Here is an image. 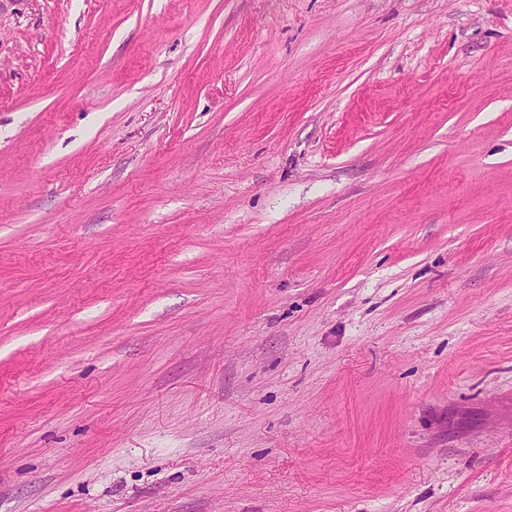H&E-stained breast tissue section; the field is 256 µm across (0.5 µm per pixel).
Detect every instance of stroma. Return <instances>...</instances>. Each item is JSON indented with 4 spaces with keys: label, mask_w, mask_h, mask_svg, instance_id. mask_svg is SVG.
Listing matches in <instances>:
<instances>
[{
    "label": "stroma",
    "mask_w": 512,
    "mask_h": 512,
    "mask_svg": "<svg viewBox=\"0 0 512 512\" xmlns=\"http://www.w3.org/2000/svg\"><path fill=\"white\" fill-rule=\"evenodd\" d=\"M0 512H512V0H0Z\"/></svg>",
    "instance_id": "1"
}]
</instances>
